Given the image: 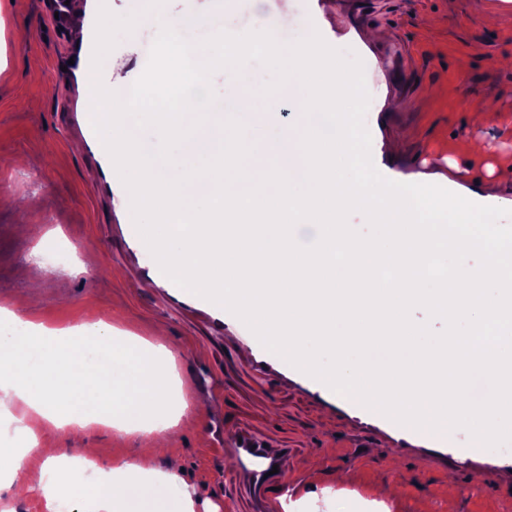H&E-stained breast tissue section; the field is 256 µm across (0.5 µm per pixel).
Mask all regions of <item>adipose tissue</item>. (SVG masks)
I'll return each mask as SVG.
<instances>
[{
	"label": "adipose tissue",
	"instance_id": "1",
	"mask_svg": "<svg viewBox=\"0 0 512 512\" xmlns=\"http://www.w3.org/2000/svg\"><path fill=\"white\" fill-rule=\"evenodd\" d=\"M142 347L140 338L115 335L99 321L77 331L51 329L1 307L0 365L14 372L0 375V418L31 442L36 429L73 421L109 425L121 437L163 439L177 425L166 395L175 382L172 356L157 343L146 359ZM151 459V449H143L138 461L120 466L122 481L97 485L90 512H194L189 495L160 489L177 482L176 466L161 483L147 481Z\"/></svg>",
	"mask_w": 512,
	"mask_h": 512
}]
</instances>
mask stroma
Instances as JSON below:
<instances>
[{
	"label": "stroma",
	"mask_w": 512,
	"mask_h": 512,
	"mask_svg": "<svg viewBox=\"0 0 512 512\" xmlns=\"http://www.w3.org/2000/svg\"><path fill=\"white\" fill-rule=\"evenodd\" d=\"M97 0L54 21L45 0H0V307L32 299L23 315L49 327L89 317L166 346L188 405L152 459L178 458V490L195 512H254L234 464L210 440L231 421L284 448L299 484L275 512H512V471L486 449L468 471L407 453L391 435L355 414L333 411L287 373L255 368L233 327L174 303L165 285H144L146 257L120 232L128 200L120 178L103 175L100 151L84 141V52L94 39ZM277 20L287 41L306 25L325 42L351 49L364 65L371 107V157L385 178L421 175L440 186L460 173L470 191L512 199V0H237L215 27L241 32ZM43 448L98 451L99 467L133 461L141 439L111 427L70 424L38 433ZM0 466V512H47L39 491L15 496L14 483L37 473ZM399 482L398 496L380 494Z\"/></svg>",
	"instance_id": "1"
}]
</instances>
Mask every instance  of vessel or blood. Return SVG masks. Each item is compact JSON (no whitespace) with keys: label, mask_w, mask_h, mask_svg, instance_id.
<instances>
[{"label":"vessel or blood","mask_w":512,"mask_h":512,"mask_svg":"<svg viewBox=\"0 0 512 512\" xmlns=\"http://www.w3.org/2000/svg\"><path fill=\"white\" fill-rule=\"evenodd\" d=\"M171 297L178 302L209 311L216 325L228 324L242 331V340L251 347L253 363L258 369L278 370L286 367L285 361L275 358L248 330L246 324L224 307L179 287L173 288ZM350 407L356 413L373 419L381 428L399 434L401 444L418 449L428 448L433 460L439 461L453 455L460 465L465 466L484 452L482 445L474 442L463 455H456L454 448L448 447L446 443L432 442L424 430L399 424L357 401L351 402ZM223 454L233 461L239 474L252 489L256 500L255 512H268L280 495L287 492L288 475L280 468L285 449L267 446L263 437L228 424L224 427Z\"/></svg>","instance_id":"b4317fda"}]
</instances>
